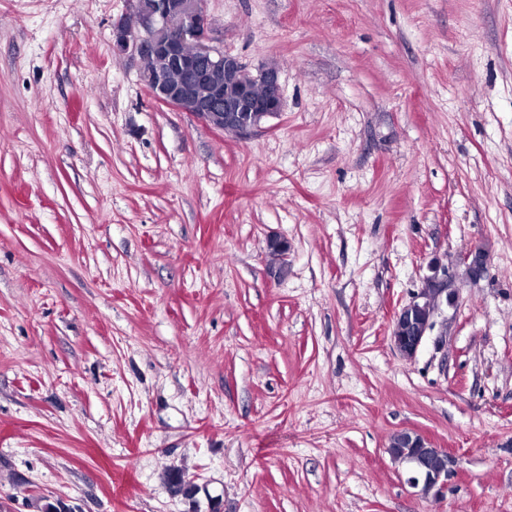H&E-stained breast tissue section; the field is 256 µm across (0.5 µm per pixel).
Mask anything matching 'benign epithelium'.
Here are the masks:
<instances>
[{
  "instance_id": "1",
  "label": "benign epithelium",
  "mask_w": 512,
  "mask_h": 512,
  "mask_svg": "<svg viewBox=\"0 0 512 512\" xmlns=\"http://www.w3.org/2000/svg\"><path fill=\"white\" fill-rule=\"evenodd\" d=\"M128 2L136 24L125 17L113 24L112 52L139 59L140 79L156 102L238 136L281 113L279 68L261 64L253 69L212 46L210 19L201 0ZM488 263L489 255L480 247L457 256V266L474 277L483 275ZM427 270L424 287L390 316L392 346L407 359L435 327L436 316L454 302L448 293V266L435 257ZM393 437L396 443L387 452L394 464L405 468L407 484L420 496L443 499L456 472L454 455L415 430H400Z\"/></svg>"
}]
</instances>
